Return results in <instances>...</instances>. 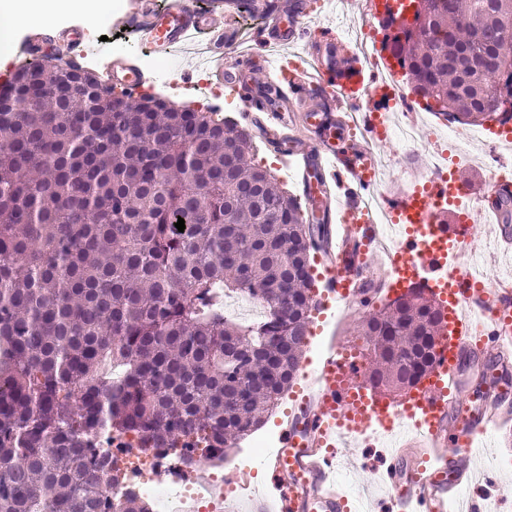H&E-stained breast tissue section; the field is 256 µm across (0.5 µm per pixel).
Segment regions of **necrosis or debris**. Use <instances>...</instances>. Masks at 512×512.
I'll use <instances>...</instances> for the list:
<instances>
[{
  "mask_svg": "<svg viewBox=\"0 0 512 512\" xmlns=\"http://www.w3.org/2000/svg\"><path fill=\"white\" fill-rule=\"evenodd\" d=\"M386 135L401 145L396 163L402 167L410 164L418 146L438 158H456L470 137L465 128L454 124L443 135L411 121L388 127ZM96 442L99 452L108 457L109 472L114 476L102 487V512H109L113 501L129 496L148 503L152 512H222L225 498L234 491L225 474L241 467L229 457L211 462L203 470L197 461L184 458L181 449L140 448L132 438H119L105 429Z\"/></svg>",
  "mask_w": 512,
  "mask_h": 512,
  "instance_id": "obj_1",
  "label": "necrosis or debris"
}]
</instances>
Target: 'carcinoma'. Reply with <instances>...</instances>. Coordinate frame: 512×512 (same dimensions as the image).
Returning <instances> with one entry per match:
<instances>
[{"label": "carcinoma", "instance_id": "carcinoma-1", "mask_svg": "<svg viewBox=\"0 0 512 512\" xmlns=\"http://www.w3.org/2000/svg\"><path fill=\"white\" fill-rule=\"evenodd\" d=\"M509 36L512 0H420L393 44L441 105L426 111L502 125ZM67 83L29 62L0 112V512H99L106 426L143 448L228 453L291 387L314 307L325 225L252 162V134L221 112L41 94ZM229 293L262 299L267 321L229 318ZM445 325L414 285L371 310L368 383L415 388Z\"/></svg>", "mask_w": 512, "mask_h": 512}]
</instances>
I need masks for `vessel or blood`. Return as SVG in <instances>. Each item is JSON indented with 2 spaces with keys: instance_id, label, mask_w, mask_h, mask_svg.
<instances>
[{
  "instance_id": "vessel-or-blood-1",
  "label": "vessel or blood",
  "mask_w": 512,
  "mask_h": 512,
  "mask_svg": "<svg viewBox=\"0 0 512 512\" xmlns=\"http://www.w3.org/2000/svg\"><path fill=\"white\" fill-rule=\"evenodd\" d=\"M245 8L263 15V29L250 48L226 57L222 18ZM304 11L298 0H214L207 14L196 10L194 0H170L161 11L152 0H132L120 19L165 59L208 36L209 84L234 85L244 120L259 124L283 166L297 170L306 223L327 227L314 254L322 292L310 333H318L336 308L366 312V285L389 295L410 279L422 281L448 317L434 371L398 408L379 405L364 384L368 359L331 342L308 360L313 380L289 395L291 406L263 461L269 480L253 512H267L271 502L278 512H350L336 480L339 438L364 443L377 429L398 425L407 435L378 472L390 493V512H448L458 488L472 485L475 441L512 421L511 394L490 388L481 402L471 398L478 364L512 374V289L490 287L485 275L463 263L477 246L474 226L481 222L494 225L498 247L512 250V234L503 228L512 182L487 184L478 194L459 176L426 169L402 187L383 184L377 158L384 142L375 132L393 110L409 106L408 99L382 93L386 83H398L399 74L387 63L377 72L364 69L332 28L322 38L311 37L301 24ZM272 42L303 43L307 55L277 71H256L254 59ZM48 45L65 48L80 66L100 53L79 26L27 35L17 53L39 54ZM103 80L135 96L147 78L115 55ZM283 128L289 137L280 136ZM377 196L390 222L401 227L396 246L381 241L382 227L370 208ZM472 487L467 512H485L499 487L496 475L487 473Z\"/></svg>"
}]
</instances>
